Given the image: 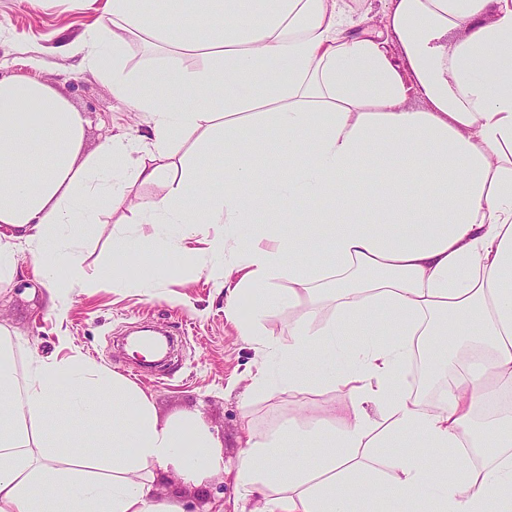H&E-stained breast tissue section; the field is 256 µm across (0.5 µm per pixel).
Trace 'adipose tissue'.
I'll use <instances>...</instances> for the list:
<instances>
[{
    "label": "adipose tissue",
    "mask_w": 512,
    "mask_h": 512,
    "mask_svg": "<svg viewBox=\"0 0 512 512\" xmlns=\"http://www.w3.org/2000/svg\"><path fill=\"white\" fill-rule=\"evenodd\" d=\"M193 11L204 21L190 28ZM106 13L70 51L149 133L84 152L67 98L0 78V288L23 253L53 293L89 285L77 224L125 206L128 181L164 185L134 218L152 227L136 238L143 279L167 257L221 274L229 312L252 300L239 323L261 353L251 390L339 386L352 409L249 436L229 467L199 423H159L123 376L40 355L0 325V512H177L155 501V475L197 485L223 470L253 512H512V412L480 418L512 390V0H391L379 27L354 23L346 0H178L161 25L143 0H107ZM135 34L166 59L127 70ZM189 51L200 69L173 65ZM414 93L424 108L408 107ZM193 132L224 169L176 155ZM257 181L267 193L246 194ZM214 224L224 233L207 251L185 249ZM303 241L331 264L308 261ZM302 301L310 312L285 333L261 332ZM426 351L434 371L454 368L433 404L404 375ZM373 448L390 449L389 475ZM475 448L491 449L485 464Z\"/></svg>",
    "instance_id": "obj_1"
}]
</instances>
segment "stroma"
<instances>
[{
  "label": "stroma",
  "instance_id": "obj_1",
  "mask_svg": "<svg viewBox=\"0 0 512 512\" xmlns=\"http://www.w3.org/2000/svg\"><path fill=\"white\" fill-rule=\"evenodd\" d=\"M99 11L83 0H0V78L36 76L49 81L86 119L85 152L107 139L138 138L145 118L115 97L111 85L79 69L64 50L96 25ZM128 209L104 210L85 232L84 265L100 278L91 288H75L59 302L37 278L29 261L19 264L13 283L0 291V325L8 326L44 355L86 356L133 381L150 397L159 421L192 418L205 426L235 460L248 433H262L283 421L317 416L329 406L349 407L341 388L313 391L274 386L248 390L259 363L254 345L244 342L235 316L225 310L223 289L206 274L184 269L157 277L149 288L128 287L106 271L121 232H134ZM160 326L180 333L179 353L169 368H134L131 352L116 338L131 324ZM158 501L179 512H250L231 476L215 473L199 485L177 476L157 477Z\"/></svg>",
  "mask_w": 512,
  "mask_h": 512
}]
</instances>
